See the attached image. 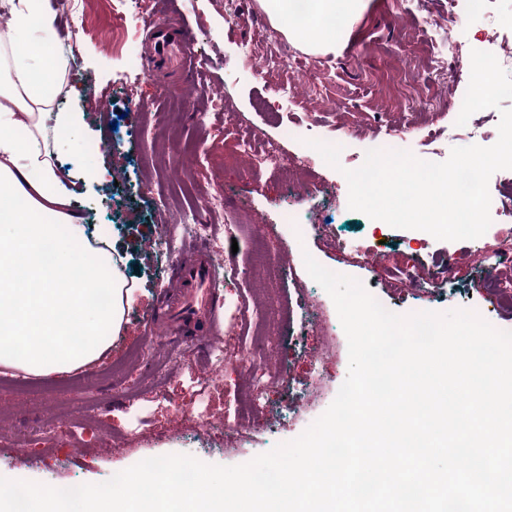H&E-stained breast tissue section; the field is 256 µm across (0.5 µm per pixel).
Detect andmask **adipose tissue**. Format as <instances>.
<instances>
[{"mask_svg": "<svg viewBox=\"0 0 512 512\" xmlns=\"http://www.w3.org/2000/svg\"><path fill=\"white\" fill-rule=\"evenodd\" d=\"M271 23L300 47L325 52L345 38L365 0H260ZM56 53L55 15L48 0H17L0 34V367L41 376L69 373L100 360L119 333L136 289L120 271L104 281L109 256L98 246L76 252L82 218L66 176L43 147L47 127L65 133L71 119L52 114L66 84L61 68H48ZM69 239H62L61 229ZM55 248L46 260V245ZM78 276H68L72 265ZM108 289L105 308L88 303Z\"/></svg>", "mask_w": 512, "mask_h": 512, "instance_id": "1", "label": "adipose tissue"}]
</instances>
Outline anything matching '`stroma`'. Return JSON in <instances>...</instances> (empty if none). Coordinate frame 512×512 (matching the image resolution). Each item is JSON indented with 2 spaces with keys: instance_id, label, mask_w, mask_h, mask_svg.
Segmentation results:
<instances>
[{
  "instance_id": "1",
  "label": "stroma",
  "mask_w": 512,
  "mask_h": 512,
  "mask_svg": "<svg viewBox=\"0 0 512 512\" xmlns=\"http://www.w3.org/2000/svg\"><path fill=\"white\" fill-rule=\"evenodd\" d=\"M56 34L67 52L65 78L69 93L53 109L73 115L75 127L57 144V159L76 189L87 233L106 232L123 259L125 274L139 290L126 308L119 334L121 348L73 374L45 376L56 391L46 398L17 397L9 382L24 374L0 370V409L13 411L12 430H25L46 417V408L66 404L69 420L57 423L59 458L48 461L44 448L29 449V462L8 443L0 444V477L40 484H101L113 471L152 457L187 454L207 464L233 466L249 462L276 445L299 437L334 401L348 374L347 337L335 305L304 270L302 285L283 287L292 302L294 335L270 354L255 357L266 375H288V393L265 390L273 416L251 420L249 428L225 423L224 413L252 391L249 372H225L221 385L207 376L211 349L223 345L237 356L248 349L240 335L224 324L204 321L192 336L162 332L146 338L133 318L151 308L167 286L165 269L178 266L186 251L162 254L146 241L162 238L165 226L183 213L194 223L212 225L209 238L197 245L208 256L239 265L245 276L220 285L222 302L246 299L265 311L259 281L249 275L250 234L226 233L197 200L220 177L234 201L247 206L253 224L272 255L296 261L302 252L327 263L339 261L337 245H351L344 273L397 314L473 309L493 326L512 331V304H499L494 284H512V263L486 253L487 245L512 235V215L491 210L487 232L471 241H440L415 229L379 225L347 206L343 169L359 168L372 143L399 135L401 149L421 160L442 162L459 138L456 101L467 90L472 50H490L488 20L470 11L468 0H366L335 51L309 53L288 37L268 42L273 26L259 0H239L236 16L224 11V0H145L151 15L181 28L198 59L190 72L147 70L146 33L117 30L113 16L120 0H50ZM451 16L462 32V45L449 55L448 80L435 77L434 60L448 50L447 29H431L426 18ZM255 55L239 56L241 45ZM325 71L319 89L306 84L309 66ZM131 69L140 78L126 93L119 77ZM108 94L109 108L99 104ZM222 96L229 111L240 113L249 131L276 140L294 127L316 139L342 138L340 169L328 166L315 151L294 144L283 149L310 188H333L339 202L330 209L321 200L287 197L282 177L255 162L251 178H241L234 158L237 136L225 131L224 114L207 103ZM189 165H182V158ZM107 174L89 181L88 167ZM169 205L160 208L159 197ZM292 208L309 231L291 237L283 215ZM96 395L108 410L105 431L86 433L84 397ZM184 410L173 417L170 406Z\"/></svg>"
}]
</instances>
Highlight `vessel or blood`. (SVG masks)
Wrapping results in <instances>:
<instances>
[{
    "label": "vessel or blood",
    "mask_w": 512,
    "mask_h": 512,
    "mask_svg": "<svg viewBox=\"0 0 512 512\" xmlns=\"http://www.w3.org/2000/svg\"><path fill=\"white\" fill-rule=\"evenodd\" d=\"M150 28L154 37L148 62L154 70L166 61L165 51L171 42V32L169 27L156 21L151 22ZM168 282L158 310L141 319L145 332H153L157 326L164 325L180 336L199 316L216 311L218 290L214 266L202 256L189 255L183 264L169 270Z\"/></svg>",
    "instance_id": "obj_1"
}]
</instances>
